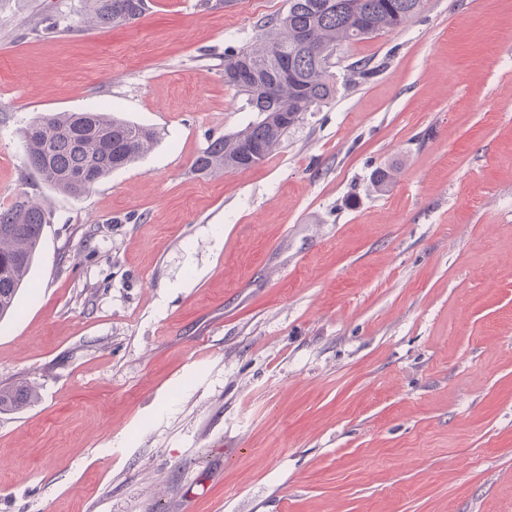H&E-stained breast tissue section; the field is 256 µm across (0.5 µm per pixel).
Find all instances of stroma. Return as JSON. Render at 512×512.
<instances>
[{"label": "stroma", "instance_id": "1", "mask_svg": "<svg viewBox=\"0 0 512 512\" xmlns=\"http://www.w3.org/2000/svg\"><path fill=\"white\" fill-rule=\"evenodd\" d=\"M287 9L0 0V207L52 212L0 321V388L37 393L0 411V512H512V0H426L263 162L200 174L257 118L225 54ZM109 108L153 149L41 182L25 127ZM147 0H86L85 26L117 28L137 20L147 9Z\"/></svg>", "mask_w": 512, "mask_h": 512}]
</instances>
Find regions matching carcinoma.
I'll use <instances>...</instances> for the list:
<instances>
[{
    "label": "carcinoma",
    "mask_w": 512,
    "mask_h": 512,
    "mask_svg": "<svg viewBox=\"0 0 512 512\" xmlns=\"http://www.w3.org/2000/svg\"><path fill=\"white\" fill-rule=\"evenodd\" d=\"M86 2L87 27H122L147 9L146 0ZM423 5L424 0H288L285 14L264 22L259 43L224 58V83L245 95L260 119L210 142L196 156L195 170L215 175L262 162L306 112L335 95L325 53L398 29ZM378 70L366 60L347 66L354 80L370 79ZM157 139L154 128L112 112L49 113L24 131L31 169L43 183L75 197L143 157ZM50 220L47 209L27 195L0 207V319L13 310ZM33 397L29 388H1L0 410H17Z\"/></svg>",
    "instance_id": "cac0c4a2"
}]
</instances>
